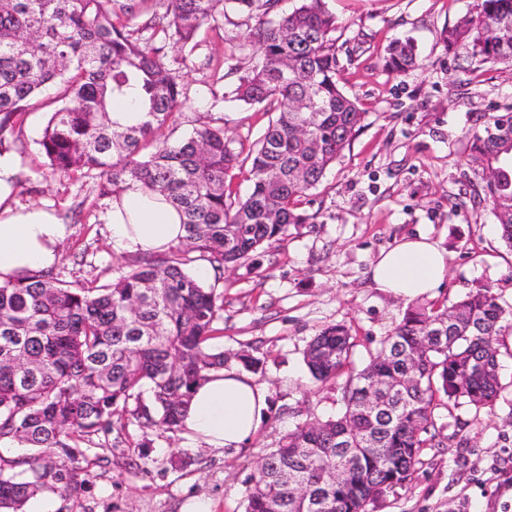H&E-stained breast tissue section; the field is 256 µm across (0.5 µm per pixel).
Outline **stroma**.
Listing matches in <instances>:
<instances>
[{
    "mask_svg": "<svg viewBox=\"0 0 512 512\" xmlns=\"http://www.w3.org/2000/svg\"><path fill=\"white\" fill-rule=\"evenodd\" d=\"M339 22L341 84L364 113L361 128L307 204L314 223L290 230L256 263L205 284L224 294L227 356L258 361L252 379L268 391L255 437L241 448H209L182 432H149L144 448L87 451L90 482L77 496L50 494L53 512H181L193 496L213 512H245L246 482L260 457L303 414H336L340 388L316 383L303 352L321 328L352 327L356 363L391 333L410 304L372 287L370 267L395 239L430 234L448 252L443 284L421 305L490 285L512 310V251L484 200L481 173L468 162V132L485 113L512 112V65L484 64L469 44L448 48L443 33L473 13L475 0H328ZM255 17L228 9L202 28L199 46L176 72L183 117L163 135L175 143L202 123L223 124L234 144L252 145L271 118L265 105L233 99L236 74L251 64ZM411 38L420 66L397 75L385 49ZM48 110L28 113L5 145L18 163L21 203L48 205L71 232L56 266L62 279L110 282L123 254L103 221L92 182L51 174L38 141ZM502 388L493 406L437 409L442 447L426 449L408 487L371 512H512V327L497 338Z\"/></svg>",
    "mask_w": 512,
    "mask_h": 512,
    "instance_id": "1",
    "label": "stroma"
}]
</instances>
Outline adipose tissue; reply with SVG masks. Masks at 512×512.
I'll return each mask as SVG.
<instances>
[{
    "label": "adipose tissue",
    "mask_w": 512,
    "mask_h": 512,
    "mask_svg": "<svg viewBox=\"0 0 512 512\" xmlns=\"http://www.w3.org/2000/svg\"><path fill=\"white\" fill-rule=\"evenodd\" d=\"M16 162L0 155V283L53 267L68 229L46 206L16 199ZM104 221L114 248L137 255L162 252L184 236L180 212L161 195L131 187L107 201ZM448 272L446 252L429 235L402 237L382 251L371 285L394 298L416 300L439 287ZM264 387L237 369L212 372L193 394L182 420L187 438L213 448H237L255 436L267 407Z\"/></svg>",
    "instance_id": "ef3b65f1"
}]
</instances>
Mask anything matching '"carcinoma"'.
I'll use <instances>...</instances> for the list:
<instances>
[{"mask_svg": "<svg viewBox=\"0 0 512 512\" xmlns=\"http://www.w3.org/2000/svg\"><path fill=\"white\" fill-rule=\"evenodd\" d=\"M147 2L0 0V148L1 134L21 126L53 84L57 108L39 141L50 169L93 180L100 198L133 184L158 192L180 210L186 232L163 253L128 258L108 285L74 286L52 269L0 284V441L25 448L0 453V512H24L43 492L79 494L88 473L74 462L90 448H142L149 430H180L193 388L227 361L210 344L224 295L205 287L194 263L221 275L312 223L301 204L363 119L340 86L336 18L325 0L274 16L279 0H158L163 11L138 26ZM228 4L258 18L250 34L258 60L238 78L235 98L275 112L245 155L222 126L203 125L174 144L158 138L180 123L184 103L164 48H180L186 63L200 29ZM443 39L450 47L468 42L483 63H512V0H477L476 14ZM417 66L411 41L388 46L386 70ZM123 98L139 103L147 120H112V103ZM470 162L481 168L512 250L511 112L472 132ZM246 165L249 190L235 197L226 177ZM504 315L485 285L449 306L408 309L348 375L339 414L306 416L263 455L245 512H369L407 486L423 450L440 445L437 406L496 400ZM356 347L349 327L330 325L309 342L304 361L327 384L353 365ZM371 396L382 406L376 415L365 410ZM354 454L357 464L336 484Z\"/></svg>", "mask_w": 512, "mask_h": 512, "instance_id": "cac0c4a2", "label": "carcinoma"}]
</instances>
